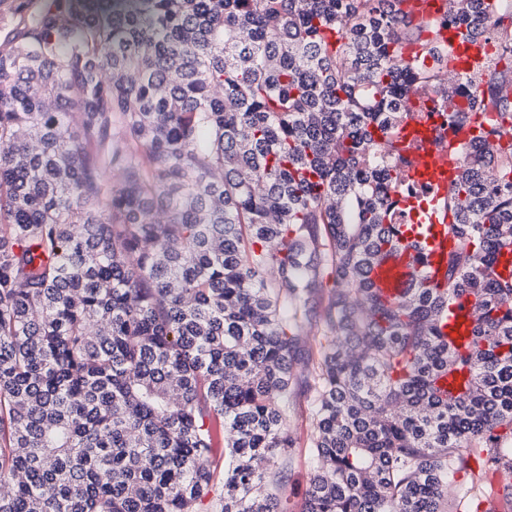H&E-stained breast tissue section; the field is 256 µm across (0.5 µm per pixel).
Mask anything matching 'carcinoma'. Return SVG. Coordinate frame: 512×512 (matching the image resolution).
<instances>
[{
    "instance_id": "obj_1",
    "label": "carcinoma",
    "mask_w": 512,
    "mask_h": 512,
    "mask_svg": "<svg viewBox=\"0 0 512 512\" xmlns=\"http://www.w3.org/2000/svg\"><path fill=\"white\" fill-rule=\"evenodd\" d=\"M506 1L443 18L490 44ZM408 2L39 0L0 49V512H287L316 323L302 512H446L462 448L512 490V55L450 115L442 282L371 285L412 229L393 105L459 95ZM307 346L308 363L302 377L303 383H299L297 394L293 404L288 410V427L295 440L294 448H289L287 454L288 484L281 490L283 498L288 499L290 512H301L306 490L313 473V457L311 455V441L313 439V392L304 382L312 384V379L307 377L308 370L318 361L321 344H325L323 336L316 332V327L309 332L308 327Z\"/></svg>"
}]
</instances>
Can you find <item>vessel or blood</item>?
I'll use <instances>...</instances> for the list:
<instances>
[{"mask_svg": "<svg viewBox=\"0 0 512 512\" xmlns=\"http://www.w3.org/2000/svg\"><path fill=\"white\" fill-rule=\"evenodd\" d=\"M444 137L426 111L416 107L394 141L412 188L411 194L399 196V205L412 223L425 225L426 232L401 240L375 261L370 279L384 299H395L414 284L436 285L440 279L433 267L448 244V191L459 169L442 144Z\"/></svg>", "mask_w": 512, "mask_h": 512, "instance_id": "1", "label": "vessel or blood"}]
</instances>
